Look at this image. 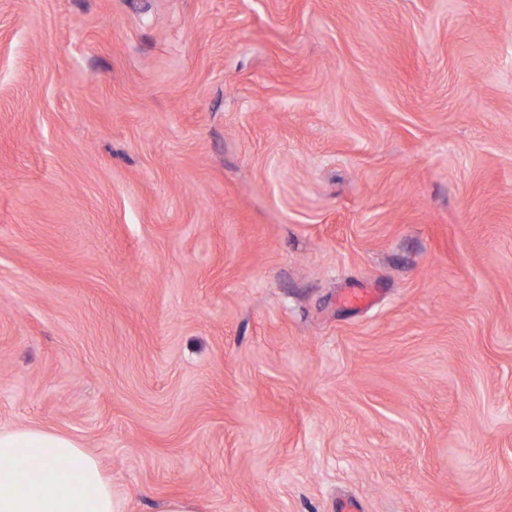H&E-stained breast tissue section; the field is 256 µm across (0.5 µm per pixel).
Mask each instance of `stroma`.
<instances>
[{
    "instance_id": "obj_1",
    "label": "stroma",
    "mask_w": 512,
    "mask_h": 512,
    "mask_svg": "<svg viewBox=\"0 0 512 512\" xmlns=\"http://www.w3.org/2000/svg\"><path fill=\"white\" fill-rule=\"evenodd\" d=\"M19 427L123 512H512V0H0Z\"/></svg>"
}]
</instances>
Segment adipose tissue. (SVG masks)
I'll return each mask as SVG.
<instances>
[{
  "label": "adipose tissue",
  "instance_id": "adipose-tissue-1",
  "mask_svg": "<svg viewBox=\"0 0 512 512\" xmlns=\"http://www.w3.org/2000/svg\"><path fill=\"white\" fill-rule=\"evenodd\" d=\"M35 480H26V470ZM0 512H120L112 481L74 438L41 429L0 431Z\"/></svg>",
  "mask_w": 512,
  "mask_h": 512
}]
</instances>
